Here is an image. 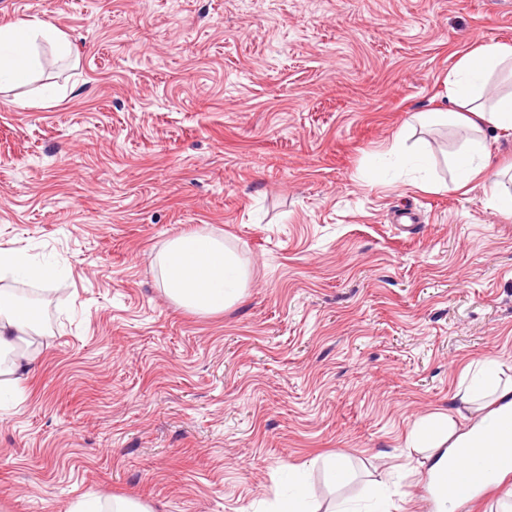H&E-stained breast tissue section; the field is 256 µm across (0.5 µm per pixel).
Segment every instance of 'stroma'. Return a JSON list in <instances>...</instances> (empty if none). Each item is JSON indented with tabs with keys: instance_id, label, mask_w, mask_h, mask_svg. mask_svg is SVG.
Masks as SVG:
<instances>
[{
	"instance_id": "obj_1",
	"label": "stroma",
	"mask_w": 512,
	"mask_h": 512,
	"mask_svg": "<svg viewBox=\"0 0 512 512\" xmlns=\"http://www.w3.org/2000/svg\"><path fill=\"white\" fill-rule=\"evenodd\" d=\"M35 19L71 54L0 92V248L53 272L0 280L46 331L0 408V506L269 512L297 467L315 512H368L379 482L433 512L409 435L468 366L512 377V217L410 118L512 44V0H0ZM198 230L247 271L221 313L164 291L159 254ZM155 512L151 507L135 500L117 499L113 501L110 510H105L98 499L79 500L70 512Z\"/></svg>"
}]
</instances>
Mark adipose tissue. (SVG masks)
I'll use <instances>...</instances> for the list:
<instances>
[{"mask_svg": "<svg viewBox=\"0 0 512 512\" xmlns=\"http://www.w3.org/2000/svg\"><path fill=\"white\" fill-rule=\"evenodd\" d=\"M70 51L64 33L50 22L20 21L0 26V86L23 85L40 66V45ZM512 73V44L484 43L464 54L449 71L452 110L423 112L419 121L444 122L466 133V145L453 160L457 188L467 187L488 168L485 129L512 134V91L488 93L493 77ZM165 292L177 305L212 314L239 301L247 273L240 259L211 234L194 231L170 239L159 256ZM37 314L12 292L0 290V399L19 393L33 362L32 347L42 336ZM501 365H478L470 383L460 384L448 412L420 424L411 444L432 451L435 479H442L449 461L466 466L473 448H512V379L500 378Z\"/></svg>", "mask_w": 512, "mask_h": 512, "instance_id": "obj_1", "label": "adipose tissue"}]
</instances>
